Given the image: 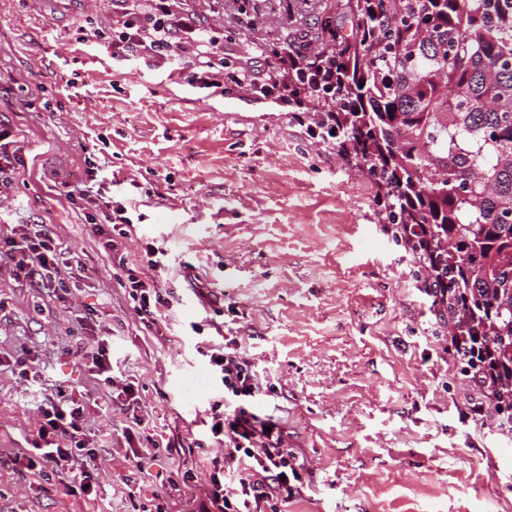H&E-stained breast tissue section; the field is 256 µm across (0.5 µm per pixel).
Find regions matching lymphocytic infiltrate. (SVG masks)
Here are the masks:
<instances>
[{"label":"lymphocytic infiltrate","mask_w":512,"mask_h":512,"mask_svg":"<svg viewBox=\"0 0 512 512\" xmlns=\"http://www.w3.org/2000/svg\"><path fill=\"white\" fill-rule=\"evenodd\" d=\"M193 34V42L182 34ZM195 47L202 63L191 80L211 89L224 85V54L214 47L207 27L189 0H137L136 10H123L112 29V53L116 56L145 54L162 63H175L188 47ZM238 87L252 95L273 100L280 111L294 113L308 138L316 144H337L343 156H351L347 143L337 142V111L324 108L321 87L335 75L313 51L288 42L274 65L255 71L243 62L233 75ZM70 203L90 210L93 230L104 252L119 255L122 238L133 225L123 200H104L86 190H65ZM162 253L153 244L143 249L144 276H128L124 287L139 318L156 322L168 300L156 285ZM11 263L16 276L38 281L49 296L64 300L70 292L77 259L59 247L45 225L17 224L0 237V258ZM95 349L83 369L107 393L115 395L134 426L145 423L133 383L112 366V354L102 336H94ZM211 373L222 386V397L211 407L212 431L196 447L215 449L202 512H282L305 487L304 464L288 447L279 423L258 416L254 403L263 394L258 367L243 350L238 338L225 339L222 352L212 353ZM94 399L91 394L73 396L65 387L43 397L37 436L30 447L0 457V466L26 469L57 478L69 495L96 499L100 486L96 459L99 449L89 447L85 417Z\"/></svg>","instance_id":"obj_1"}]
</instances>
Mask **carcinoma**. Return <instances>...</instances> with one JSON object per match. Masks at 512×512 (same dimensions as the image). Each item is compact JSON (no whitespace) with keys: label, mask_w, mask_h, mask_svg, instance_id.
I'll return each mask as SVG.
<instances>
[{"label":"carcinoma","mask_w":512,"mask_h":512,"mask_svg":"<svg viewBox=\"0 0 512 512\" xmlns=\"http://www.w3.org/2000/svg\"><path fill=\"white\" fill-rule=\"evenodd\" d=\"M321 28L341 31L318 57L341 77L336 139L374 175L376 209L411 250L414 276L448 313L461 373L503 397L512 366V0H337Z\"/></svg>","instance_id":"1"}]
</instances>
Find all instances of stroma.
Masks as SVG:
<instances>
[{"label":"stroma","mask_w":512,"mask_h":512,"mask_svg":"<svg viewBox=\"0 0 512 512\" xmlns=\"http://www.w3.org/2000/svg\"><path fill=\"white\" fill-rule=\"evenodd\" d=\"M336 0H258L249 30L232 0H196L229 64L300 27L312 47ZM112 0H0V126L21 149L0 186V235L43 224L85 266L75 308L60 306L0 261V357L27 354L36 382L0 367V452L26 447L56 386H87L76 347L93 310L112 334V363L133 381L146 427L127 433L119 407L92 409L101 496L0 468V512H128L151 505L154 482L127 447L171 445L165 471L195 480L169 492V512H197L210 470L189 450L214 384L202 341L241 337L276 394L254 410L281 420L308 482L286 512H512V431L486 384L461 375L451 338L411 276L373 200L376 183L336 149L308 141L292 113L233 82L189 83L175 66L112 55ZM95 26V41L84 39ZM96 185L128 200L136 223L113 261L63 186ZM165 251L158 287L173 290L147 327L119 282L142 270L143 240ZM209 310L203 334L190 325ZM141 485L137 502L124 477Z\"/></svg>","instance_id":"stroma-1"}]
</instances>
